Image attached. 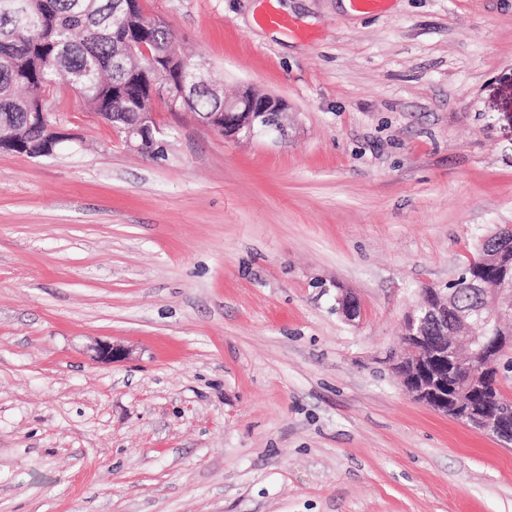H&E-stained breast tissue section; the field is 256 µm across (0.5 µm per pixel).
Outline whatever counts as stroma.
Here are the masks:
<instances>
[{"label": "stroma", "instance_id": "1", "mask_svg": "<svg viewBox=\"0 0 512 512\" xmlns=\"http://www.w3.org/2000/svg\"><path fill=\"white\" fill-rule=\"evenodd\" d=\"M142 4L286 131L161 102L144 156L63 89L72 141L0 154V512H512V446L386 361L512 225V0H276L303 39L263 0ZM261 22L280 29L288 34V36L296 38L309 37V32L297 20L286 17L278 11L275 0H267L266 10L261 15Z\"/></svg>", "mask_w": 512, "mask_h": 512}]
</instances>
